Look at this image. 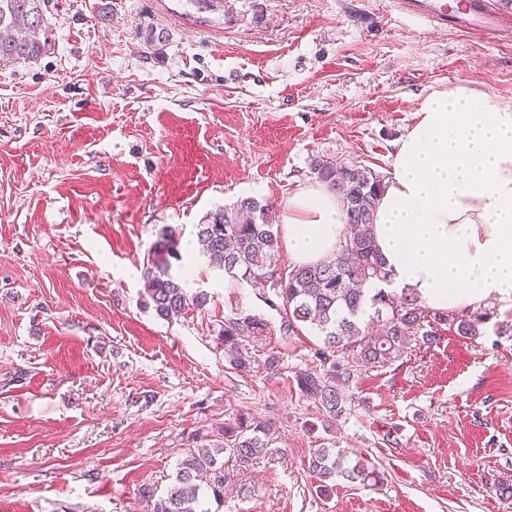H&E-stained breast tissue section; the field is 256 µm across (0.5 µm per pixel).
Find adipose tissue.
<instances>
[{"mask_svg": "<svg viewBox=\"0 0 512 512\" xmlns=\"http://www.w3.org/2000/svg\"><path fill=\"white\" fill-rule=\"evenodd\" d=\"M372 232L389 290L425 306L512 305V107L462 84L428 95L396 142ZM347 232L339 196L305 185L283 205L294 264L321 261Z\"/></svg>", "mask_w": 512, "mask_h": 512, "instance_id": "obj_1", "label": "adipose tissue"}]
</instances>
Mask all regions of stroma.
Returning a JSON list of instances; mask_svg holds the SVG:
<instances>
[{
  "label": "stroma",
  "instance_id": "stroma-1",
  "mask_svg": "<svg viewBox=\"0 0 512 512\" xmlns=\"http://www.w3.org/2000/svg\"><path fill=\"white\" fill-rule=\"evenodd\" d=\"M223 34L169 31L155 0H49L36 62L0 66V512H150L193 436L272 424L282 458H225L209 512H512V307L482 335L439 325L359 374L333 426L296 384L300 328L230 369L216 334L262 289L197 255L205 310L146 308L163 226L181 243L245 198L280 212L324 159L387 177L423 99L464 84L512 103V30H436L390 0H224ZM280 363L270 369L268 356ZM381 475L320 491L311 449Z\"/></svg>",
  "mask_w": 512,
  "mask_h": 512
}]
</instances>
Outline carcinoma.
Returning <instances> with one entry per match:
<instances>
[{"label":"carcinoma","instance_id":"1","mask_svg":"<svg viewBox=\"0 0 512 512\" xmlns=\"http://www.w3.org/2000/svg\"><path fill=\"white\" fill-rule=\"evenodd\" d=\"M46 2L0 0V64L31 61L45 49L50 38ZM313 169L319 181L340 196L347 218V235L329 259L295 266L285 277L275 274L279 237L269 208L251 198L207 214L197 225V236L210 263L229 279L272 292L266 303L281 314L279 335H294L302 326L320 334L321 345L313 354L317 365L297 375V384L320 406L329 426L346 411V387L355 376L391 363L416 336L434 342L438 325L444 322L460 336H478L491 313L433 311L411 293L397 296L379 290L369 295L366 285L384 282L388 276L371 233L383 182L369 169L328 160L316 162ZM174 261L184 267L179 234L166 226L159 231L144 270L145 303L163 319L191 309L202 311L209 301L207 293L189 291L186 280L172 274ZM272 332L260 315L232 312L218 330L225 363L239 372L250 371L248 346ZM270 431L269 423L249 415L224 423L219 441L184 457L176 484L166 493L158 496L155 489L143 488V497L152 502L151 512H208L203 508L206 496L224 500V461L219 455L227 450L246 468L273 454ZM308 468L322 488L338 478L379 479L364 459L351 464L330 448L313 449Z\"/></svg>","mask_w":512,"mask_h":512}]
</instances>
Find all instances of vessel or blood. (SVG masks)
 Listing matches in <instances>:
<instances>
[{"mask_svg": "<svg viewBox=\"0 0 512 512\" xmlns=\"http://www.w3.org/2000/svg\"><path fill=\"white\" fill-rule=\"evenodd\" d=\"M400 13L444 29L458 26L462 32L489 28L502 12L512 9V0H460L449 6L448 0H392ZM159 10L179 25H193L194 13L206 14L213 31L224 30V0H160Z\"/></svg>", "mask_w": 512, "mask_h": 512, "instance_id": "vessel-or-blood-1", "label": "vessel or blood"}]
</instances>
